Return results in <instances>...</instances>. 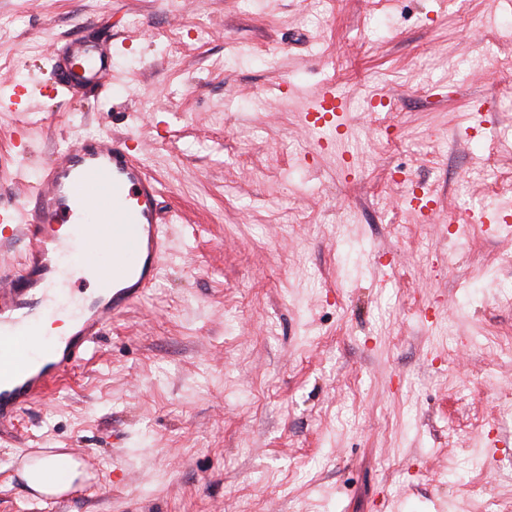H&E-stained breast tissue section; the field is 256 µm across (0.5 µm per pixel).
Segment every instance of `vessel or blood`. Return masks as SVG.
<instances>
[{"label": "vessel or blood", "mask_w": 512, "mask_h": 512, "mask_svg": "<svg viewBox=\"0 0 512 512\" xmlns=\"http://www.w3.org/2000/svg\"><path fill=\"white\" fill-rule=\"evenodd\" d=\"M49 62L57 76L54 93L75 97L111 79L112 43L69 38L51 48ZM307 114L342 128L346 102L328 85ZM160 196L128 138L89 137L41 171L20 209L0 210V244L27 242L21 265L0 257V424L47 396L113 320L154 287L168 251ZM64 224L72 227L66 236L58 233ZM75 265L95 273L102 286L70 307L58 294ZM52 314L65 319L66 330L48 337L41 356L29 357L22 340ZM56 454L53 448L20 449L15 471Z\"/></svg>", "instance_id": "vessel-or-blood-1"}]
</instances>
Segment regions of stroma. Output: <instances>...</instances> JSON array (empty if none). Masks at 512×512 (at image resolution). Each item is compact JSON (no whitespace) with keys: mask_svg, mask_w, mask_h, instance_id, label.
<instances>
[{"mask_svg":"<svg viewBox=\"0 0 512 512\" xmlns=\"http://www.w3.org/2000/svg\"><path fill=\"white\" fill-rule=\"evenodd\" d=\"M77 35L119 79L62 101ZM328 83L351 112L321 148ZM88 134L140 142L172 253L0 432V512L512 504V233L482 223L512 205V0H0V206ZM20 448L95 474L31 503Z\"/></svg>","mask_w":512,"mask_h":512,"instance_id":"35a3bbf8","label":"stroma"}]
</instances>
